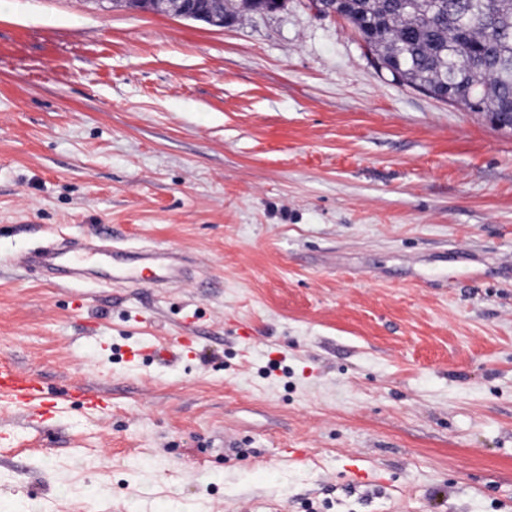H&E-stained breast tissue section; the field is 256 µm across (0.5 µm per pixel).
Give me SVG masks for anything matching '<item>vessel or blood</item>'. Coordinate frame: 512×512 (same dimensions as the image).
Listing matches in <instances>:
<instances>
[{"mask_svg": "<svg viewBox=\"0 0 512 512\" xmlns=\"http://www.w3.org/2000/svg\"><path fill=\"white\" fill-rule=\"evenodd\" d=\"M34 259L46 267L76 273L95 267L138 288L175 284L185 277L182 254L161 247L124 256L116 249L99 247L88 239L64 248L49 245L42 248L37 257L24 253L18 256L17 261L26 266ZM0 401L10 404L19 415L26 417L32 408L45 404L47 397L45 387L37 376L22 371L12 361L1 360Z\"/></svg>", "mask_w": 512, "mask_h": 512, "instance_id": "obj_1", "label": "vessel or blood"}]
</instances>
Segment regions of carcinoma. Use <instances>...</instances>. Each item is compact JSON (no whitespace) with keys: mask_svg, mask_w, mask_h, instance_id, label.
Segmentation results:
<instances>
[{"mask_svg":"<svg viewBox=\"0 0 512 512\" xmlns=\"http://www.w3.org/2000/svg\"><path fill=\"white\" fill-rule=\"evenodd\" d=\"M402 85L507 126L512 113V0H335Z\"/></svg>","mask_w":512,"mask_h":512,"instance_id":"1","label":"carcinoma"}]
</instances>
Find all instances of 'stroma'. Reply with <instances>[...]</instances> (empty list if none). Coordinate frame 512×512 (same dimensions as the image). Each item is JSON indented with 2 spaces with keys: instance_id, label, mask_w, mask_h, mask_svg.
Returning a JSON list of instances; mask_svg holds the SVG:
<instances>
[{
  "instance_id": "stroma-1",
  "label": "stroma",
  "mask_w": 512,
  "mask_h": 512,
  "mask_svg": "<svg viewBox=\"0 0 512 512\" xmlns=\"http://www.w3.org/2000/svg\"><path fill=\"white\" fill-rule=\"evenodd\" d=\"M100 226L186 282L13 263ZM5 359L58 401L0 402V512H512V129L307 0H0Z\"/></svg>"
}]
</instances>
